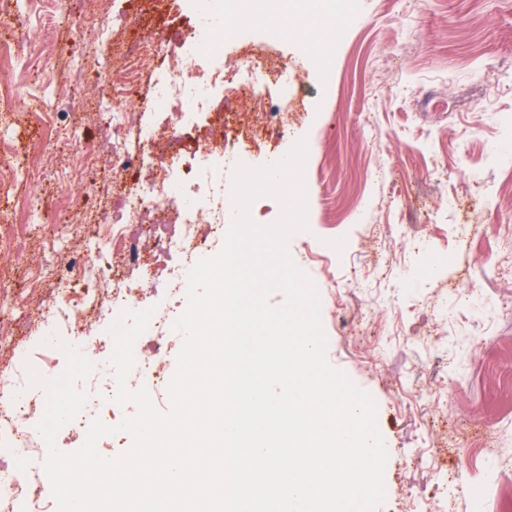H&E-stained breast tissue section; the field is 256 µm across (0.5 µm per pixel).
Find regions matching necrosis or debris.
Returning <instances> with one entry per match:
<instances>
[{
	"instance_id": "1",
	"label": "necrosis or debris",
	"mask_w": 512,
	"mask_h": 512,
	"mask_svg": "<svg viewBox=\"0 0 512 512\" xmlns=\"http://www.w3.org/2000/svg\"><path fill=\"white\" fill-rule=\"evenodd\" d=\"M99 2L97 29L102 37L117 40L120 49L106 62L74 55L70 72L98 90L91 118L103 133L113 167L134 166L137 176L99 197L96 212L75 225L84 239L81 253L33 272L46 296L28 309L24 323L30 334L66 336L79 351L109 355L112 337L87 330V323L105 325L123 311L145 308L138 283L148 278L160 285L167 305L155 308L135 342L134 368L156 372L158 357L171 340L187 274L199 260L221 250L224 226L232 219L224 186V160L232 154L224 113L247 105L258 120L249 130L258 147L284 137L294 117L290 102L276 112L265 111L263 104L269 83L288 66L268 64L251 53L246 62L229 67L218 55L225 17L251 23L257 5L270 9L276 0H226L223 15L204 11L192 30L163 43L152 32L129 37L135 17L109 9V0ZM159 55L165 65L159 77H152L150 99L144 106L132 105L131 89L151 77L149 63ZM19 96V85L0 82V112L16 126L33 115L53 126L64 109L59 101L44 100L34 113L21 112ZM192 125L196 137L184 138ZM72 141L79 165L70 169L65 193L67 204L76 206L91 191L81 173L98 167L101 153L82 134H74ZM45 404L44 390L30 387L24 366H0V512H54L43 487V439L37 430Z\"/></svg>"
}]
</instances>
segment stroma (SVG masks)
I'll return each mask as SVG.
<instances>
[{
  "instance_id": "stroma-1",
  "label": "stroma",
  "mask_w": 512,
  "mask_h": 512,
  "mask_svg": "<svg viewBox=\"0 0 512 512\" xmlns=\"http://www.w3.org/2000/svg\"><path fill=\"white\" fill-rule=\"evenodd\" d=\"M95 0H41L48 21L41 43L56 51L54 69L30 83L25 97L50 90L71 109L65 124L81 125V107L96 99L93 84L73 81L72 54L109 55L113 44L88 31L72 40L68 20L95 10ZM146 26L184 32L198 15L183 0L163 14L145 0ZM247 39L232 36L225 18V62L247 43L260 55L288 62L289 95L304 111L289 135L258 149L237 144L250 165L283 157L298 140L319 188L308 229L292 236L290 254L306 267L321 300L329 363L376 402L388 452L386 498L376 512H472L442 503L433 468L457 465L458 451L479 429L493 431L482 465L502 469L487 493L489 512L512 503V241L495 224L512 225V0H357L340 30L331 73L308 68L305 52L321 21L305 36L267 39L265 25ZM64 187L56 176L20 183L10 199L35 194L45 204L42 228L15 226V264L7 276L16 298L32 301L31 273L63 223ZM459 198L449 206L448 194ZM335 244L329 263L309 252ZM498 247L496 271L479 259ZM481 308L461 303L463 289ZM486 337L472 350V337Z\"/></svg>"
}]
</instances>
